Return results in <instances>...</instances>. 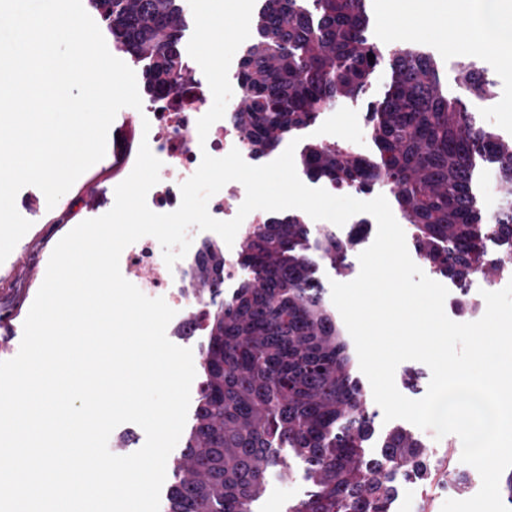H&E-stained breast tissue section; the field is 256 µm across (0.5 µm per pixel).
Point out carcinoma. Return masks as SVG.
<instances>
[{"mask_svg":"<svg viewBox=\"0 0 512 512\" xmlns=\"http://www.w3.org/2000/svg\"><path fill=\"white\" fill-rule=\"evenodd\" d=\"M264 0L251 25L256 39L239 71L241 108L234 121L260 154L311 124L339 99L358 97L380 53L366 36V0ZM112 37L145 63L147 91L162 95L187 79L178 0H91ZM374 59H369L368 54ZM393 81L373 110L376 161L339 143H311L301 165L312 180L361 190L388 183L414 227L416 250L437 274L464 280L511 273L512 141L477 126L463 97H490L493 83L470 64L459 93L444 94L435 61L400 46ZM496 165L502 212L486 216L473 190L477 161ZM310 229L297 213L275 216L246 237L240 263L251 275L231 299L206 304L208 341L193 423L168 487V512H253L268 470L289 469L281 449L305 465L311 488L288 512H389L397 480L429 481L426 445L392 428L379 453L366 393L342 323L318 284L310 247L343 272L357 234ZM503 252L490 254L485 241ZM224 249L204 243L191 279L210 294L223 284Z\"/></svg>","mask_w":512,"mask_h":512,"instance_id":"cac0c4a2","label":"carcinoma"}]
</instances>
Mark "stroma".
<instances>
[{
    "label": "stroma",
    "mask_w": 512,
    "mask_h": 512,
    "mask_svg": "<svg viewBox=\"0 0 512 512\" xmlns=\"http://www.w3.org/2000/svg\"><path fill=\"white\" fill-rule=\"evenodd\" d=\"M367 36L381 54H389L399 44L413 45L431 52L436 58L442 81L449 94H456L459 62H474L496 85L491 99L473 98L466 105L478 123L512 140V69L502 64L503 54L479 32L468 29L466 17L448 10V0H368ZM391 81L388 61L384 59L372 74L363 95L354 101L340 100L322 112L316 122L296 136L302 143L334 142L358 144L361 153L376 159L377 149L369 134L368 107L382 100ZM111 156L91 166L64 194L55 206L38 197L36 187H28L29 196L38 200V214L8 258L0 263V311L13 308L16 318L12 338L0 337V361L15 357L21 343V330L29 309L44 280L51 253L59 240L83 220L74 207L75 199L96 195L100 186L110 184ZM309 483L299 460H291L289 473L271 470L264 496L255 503V512H287L289 504L304 496Z\"/></svg>",
    "instance_id": "stroma-1"
}]
</instances>
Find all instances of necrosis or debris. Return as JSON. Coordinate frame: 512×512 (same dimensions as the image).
I'll list each match as a JSON object with an SVG mask.
<instances>
[{"label":"necrosis or debris","instance_id":"obj_1","mask_svg":"<svg viewBox=\"0 0 512 512\" xmlns=\"http://www.w3.org/2000/svg\"><path fill=\"white\" fill-rule=\"evenodd\" d=\"M186 68L190 79L177 90L157 97L142 96L141 122L112 127L113 183H121L132 172L141 143H148L161 161L159 181L146 197L148 207L156 213H169L179 207L180 186L196 172L203 154L222 157L235 149L248 164L262 163L233 120L239 95H232L224 117L211 126L207 137H199L197 121L209 110L212 93L194 59H187ZM187 266L184 258L166 266L162 249L151 236L127 246L120 257L122 275L147 297L164 298L175 311L174 323L182 326L184 335L195 336L204 324H186L184 312L191 306L201 307L202 302L184 289Z\"/></svg>","mask_w":512,"mask_h":512}]
</instances>
